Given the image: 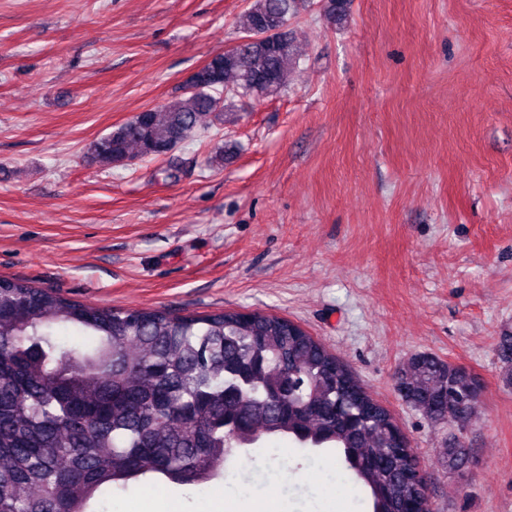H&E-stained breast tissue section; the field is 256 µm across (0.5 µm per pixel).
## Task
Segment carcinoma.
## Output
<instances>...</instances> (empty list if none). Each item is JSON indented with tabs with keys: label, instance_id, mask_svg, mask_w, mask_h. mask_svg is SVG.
I'll list each match as a JSON object with an SVG mask.
<instances>
[{
	"label": "carcinoma",
	"instance_id": "cac0c4a2",
	"mask_svg": "<svg viewBox=\"0 0 512 512\" xmlns=\"http://www.w3.org/2000/svg\"><path fill=\"white\" fill-rule=\"evenodd\" d=\"M295 8L251 0L243 43L196 70L193 90L92 142L90 161L111 168L167 155L230 99L278 94L298 60ZM399 383L432 422L463 429L471 420L459 367L416 354ZM270 436L336 454L372 512H406L425 496L392 413L293 321L102 307L0 279V512H95L112 487L149 475L204 485ZM442 459L459 469L467 448L458 441Z\"/></svg>",
	"mask_w": 512,
	"mask_h": 512
}]
</instances>
